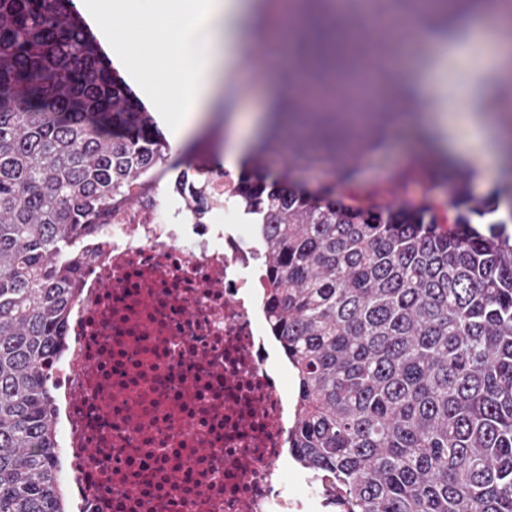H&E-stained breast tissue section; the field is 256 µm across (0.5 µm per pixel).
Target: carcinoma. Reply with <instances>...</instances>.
Instances as JSON below:
<instances>
[{
    "label": "carcinoma",
    "mask_w": 512,
    "mask_h": 512,
    "mask_svg": "<svg viewBox=\"0 0 512 512\" xmlns=\"http://www.w3.org/2000/svg\"><path fill=\"white\" fill-rule=\"evenodd\" d=\"M455 41L469 15L512 0H402ZM319 101L283 95L233 204L264 244L269 327L293 370L290 451L331 480L339 512H512V180L488 199L382 204L354 159L386 143L389 116L347 124L336 59L376 52L323 14L298 28ZM288 152V170H263ZM171 146L112 70L74 0H0V512H65L51 356L80 248ZM302 165L326 180H290ZM205 180L173 190L192 211Z\"/></svg>",
    "instance_id": "obj_1"
}]
</instances>
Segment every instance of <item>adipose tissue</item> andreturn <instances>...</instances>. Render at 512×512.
I'll return each instance as SVG.
<instances>
[{
  "label": "adipose tissue",
  "mask_w": 512,
  "mask_h": 512,
  "mask_svg": "<svg viewBox=\"0 0 512 512\" xmlns=\"http://www.w3.org/2000/svg\"><path fill=\"white\" fill-rule=\"evenodd\" d=\"M92 19L165 116L166 129L179 143L215 104L222 88L239 75L235 49L250 41L246 25L257 0H94ZM468 39L480 44L482 81L465 87L437 81L448 59L447 47L419 62L406 83L424 100L413 124L436 150L470 165L481 181L496 176L499 144L506 134L497 105L500 88L512 82V32L482 15L469 22Z\"/></svg>",
  "instance_id": "obj_1"
}]
</instances>
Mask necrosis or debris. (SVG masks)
<instances>
[{
    "label": "necrosis or debris",
    "mask_w": 512,
    "mask_h": 512,
    "mask_svg": "<svg viewBox=\"0 0 512 512\" xmlns=\"http://www.w3.org/2000/svg\"><path fill=\"white\" fill-rule=\"evenodd\" d=\"M229 175L202 212L148 188L98 227L52 361L75 512H322L287 471V365L253 292L263 283Z\"/></svg>",
    "instance_id": "necrosis-or-debris-1"
}]
</instances>
